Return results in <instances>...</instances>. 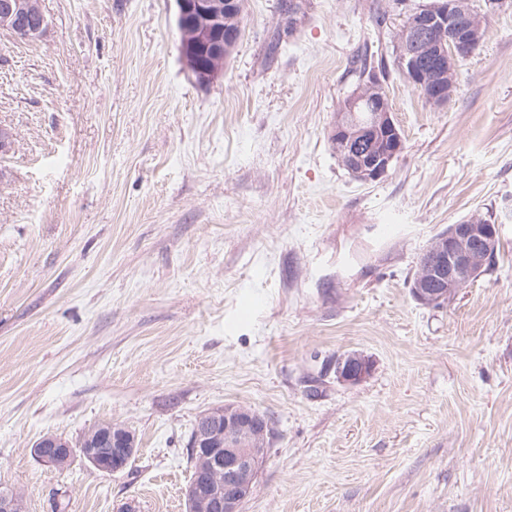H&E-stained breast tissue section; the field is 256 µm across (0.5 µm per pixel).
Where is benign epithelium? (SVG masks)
<instances>
[{
    "mask_svg": "<svg viewBox=\"0 0 512 512\" xmlns=\"http://www.w3.org/2000/svg\"><path fill=\"white\" fill-rule=\"evenodd\" d=\"M180 52L196 81L208 84L221 75L224 60L235 47L240 31L227 17L242 13V0H174ZM487 14L473 15L463 0H440L433 6L411 8L404 16L396 40V65L408 82L429 90L427 100L443 105L454 95L453 71L480 45ZM40 0H0V29L26 38L39 37L45 28ZM362 105L370 114L363 123L336 116L331 137L359 181H376L403 152L404 144L383 95L382 74L374 70L366 85L348 101L354 112ZM499 234L494 224L464 220L430 242L422 274L412 282V295L420 304L440 307L453 300L470 281L481 275L487 259L497 251ZM369 359L348 353L336 361L337 380L355 384L371 371ZM260 429L262 446L240 448L239 436ZM271 425L261 423L252 408L226 405L198 419L193 429V455L206 464L186 491L187 512H240L250 495L258 468L268 455ZM97 470H123L135 451V436L126 427L87 438L79 448ZM47 467L62 468L74 454L65 439L47 435L33 447ZM21 497L0 494V512H22Z\"/></svg>",
    "mask_w": 512,
    "mask_h": 512,
    "instance_id": "7a95c632",
    "label": "benign epithelium"
}]
</instances>
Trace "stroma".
<instances>
[{"label":"stroma","instance_id":"35a3bbf8","mask_svg":"<svg viewBox=\"0 0 512 512\" xmlns=\"http://www.w3.org/2000/svg\"><path fill=\"white\" fill-rule=\"evenodd\" d=\"M471 3L442 107L393 64L392 0H243L206 85L173 0H40V37L0 30V484L26 512H185L195 419L231 403L275 429L242 512H512V7ZM357 57L404 142L366 183L328 141ZM473 214L493 264L420 304L421 255ZM106 421L137 437L123 471L31 452ZM371 368L369 359L357 353H348L336 361V378L344 383H359L370 373Z\"/></svg>","mask_w":512,"mask_h":512}]
</instances>
